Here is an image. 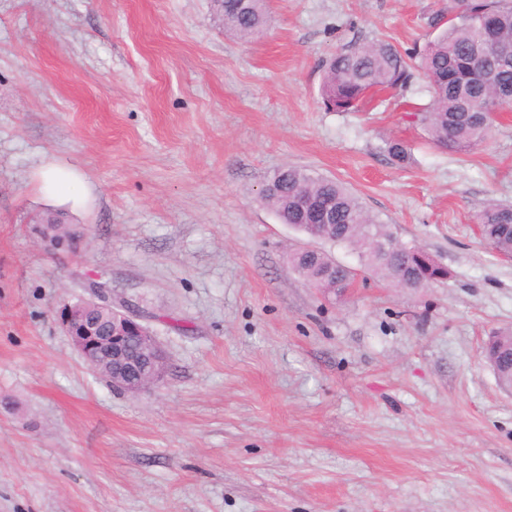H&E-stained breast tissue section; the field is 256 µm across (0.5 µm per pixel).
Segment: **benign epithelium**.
Wrapping results in <instances>:
<instances>
[{"mask_svg":"<svg viewBox=\"0 0 512 512\" xmlns=\"http://www.w3.org/2000/svg\"><path fill=\"white\" fill-rule=\"evenodd\" d=\"M89 297L65 305L60 324L86 365L108 370L112 387L135 395L165 377L164 353L128 300H116L108 284L92 282Z\"/></svg>","mask_w":512,"mask_h":512,"instance_id":"1","label":"benign epithelium"}]
</instances>
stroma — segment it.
Segmentation results:
<instances>
[{
	"label": "stroma",
	"instance_id": "stroma-1",
	"mask_svg": "<svg viewBox=\"0 0 512 512\" xmlns=\"http://www.w3.org/2000/svg\"><path fill=\"white\" fill-rule=\"evenodd\" d=\"M448 4L269 0L243 43L211 0H0V512H512V393L482 356L512 327V259L477 229L512 205V112L462 154L428 143L415 90L321 97L342 46L421 52ZM51 163L84 204L42 195ZM287 166L450 278L396 288L283 224L260 193ZM49 211L74 251L41 245ZM307 245L355 270L347 295L293 270ZM91 279L148 315L158 387L112 389L62 334Z\"/></svg>",
	"mask_w": 512,
	"mask_h": 512
}]
</instances>
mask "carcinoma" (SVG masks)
<instances>
[{
    "label": "carcinoma",
    "mask_w": 512,
    "mask_h": 512,
    "mask_svg": "<svg viewBox=\"0 0 512 512\" xmlns=\"http://www.w3.org/2000/svg\"><path fill=\"white\" fill-rule=\"evenodd\" d=\"M224 31L247 41L268 23V0H214ZM454 19L441 24L443 15L429 18L438 31L419 54L403 56L393 45L372 41L336 52L325 64L322 100L332 112H357L377 91L409 89L423 77L430 101L416 111L429 141L436 147L468 152L492 132V114L498 110V91L512 87V0H454L448 10ZM390 157L403 164L409 147L399 140L387 144ZM273 188L262 200L284 224L299 232L319 223V211L330 206L336 229L323 240L355 249L364 267L390 285L400 284L404 259L384 249L392 237L388 225L370 214L359 199L333 179L287 167L279 170ZM481 235L498 253H512V207L490 204L479 213ZM288 263L310 286L327 294L332 288L352 285L354 274L327 253L296 251ZM450 276L437 264L416 265L415 283L429 288ZM485 360L498 381L512 378V332L488 338Z\"/></svg>",
    "instance_id": "1"
}]
</instances>
